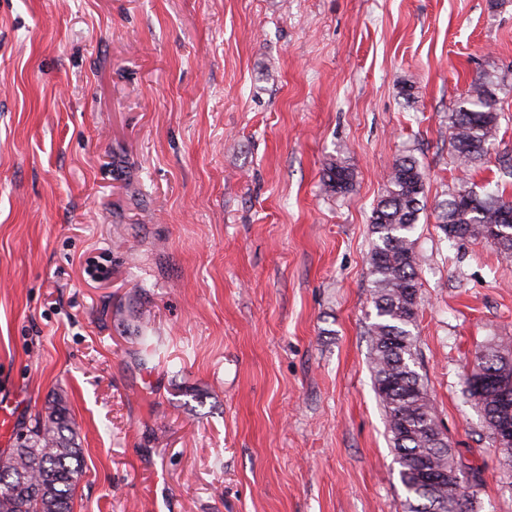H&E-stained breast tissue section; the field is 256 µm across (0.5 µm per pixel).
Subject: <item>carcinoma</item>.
<instances>
[{
	"instance_id": "1",
	"label": "carcinoma",
	"mask_w": 512,
	"mask_h": 512,
	"mask_svg": "<svg viewBox=\"0 0 512 512\" xmlns=\"http://www.w3.org/2000/svg\"><path fill=\"white\" fill-rule=\"evenodd\" d=\"M500 112L491 81L473 83L448 113V131L459 168L486 163L498 140ZM330 191L344 194L354 174L329 162L323 173ZM425 179L418 160L403 155L393 162L370 224L374 322L368 328L374 386L386 411L405 512H474L473 495L462 493L461 470L438 422L424 378L415 369L416 340L411 327L418 315L421 257L413 233L424 209ZM441 230L450 239H493L512 254V200L479 192L467 184L441 201ZM476 368L489 374L482 389L466 379L468 399L483 414L491 439L512 430V363L495 346L476 356ZM83 452L62 396L37 414L17 445L0 456V512H73L83 474ZM442 469L448 481L429 487L417 478L419 467Z\"/></svg>"
}]
</instances>
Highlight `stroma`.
<instances>
[{
    "instance_id": "35a3bbf8",
    "label": "stroma",
    "mask_w": 512,
    "mask_h": 512,
    "mask_svg": "<svg viewBox=\"0 0 512 512\" xmlns=\"http://www.w3.org/2000/svg\"><path fill=\"white\" fill-rule=\"evenodd\" d=\"M486 78L512 153V0H0V395L18 434L66 397L74 512H402L368 260L409 153L417 370L476 512H512L465 392L512 255L437 209L498 179L448 138ZM323 178L330 191L336 194L347 193L353 187L354 174L352 170L336 160L326 165Z\"/></svg>"
}]
</instances>
